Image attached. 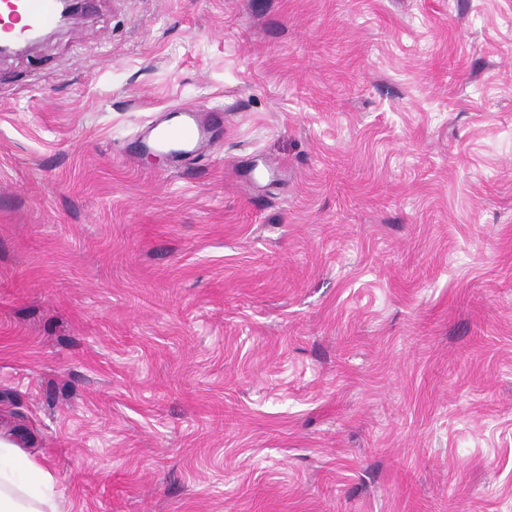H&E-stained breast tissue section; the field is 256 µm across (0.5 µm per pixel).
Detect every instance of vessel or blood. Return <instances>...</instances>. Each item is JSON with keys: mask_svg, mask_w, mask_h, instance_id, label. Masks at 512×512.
<instances>
[{"mask_svg": "<svg viewBox=\"0 0 512 512\" xmlns=\"http://www.w3.org/2000/svg\"><path fill=\"white\" fill-rule=\"evenodd\" d=\"M58 20L57 0H0V39L12 41L53 26ZM224 126V111L218 107H184L168 125H155L143 141L147 151H168L192 162L204 157L216 131Z\"/></svg>", "mask_w": 512, "mask_h": 512, "instance_id": "vessel-or-blood-1", "label": "vessel or blood"}]
</instances>
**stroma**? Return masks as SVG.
Listing matches in <instances>:
<instances>
[{
  "label": "stroma",
  "mask_w": 512,
  "mask_h": 512,
  "mask_svg": "<svg viewBox=\"0 0 512 512\" xmlns=\"http://www.w3.org/2000/svg\"><path fill=\"white\" fill-rule=\"evenodd\" d=\"M183 105L206 158L137 157ZM0 430L60 512H512V0H86L0 58Z\"/></svg>",
  "instance_id": "35a3bbf8"
}]
</instances>
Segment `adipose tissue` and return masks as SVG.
Masks as SVG:
<instances>
[{"instance_id": "ef3b65f1", "label": "adipose tissue", "mask_w": 512, "mask_h": 512, "mask_svg": "<svg viewBox=\"0 0 512 512\" xmlns=\"http://www.w3.org/2000/svg\"><path fill=\"white\" fill-rule=\"evenodd\" d=\"M51 473L0 436V512H57Z\"/></svg>"}]
</instances>
